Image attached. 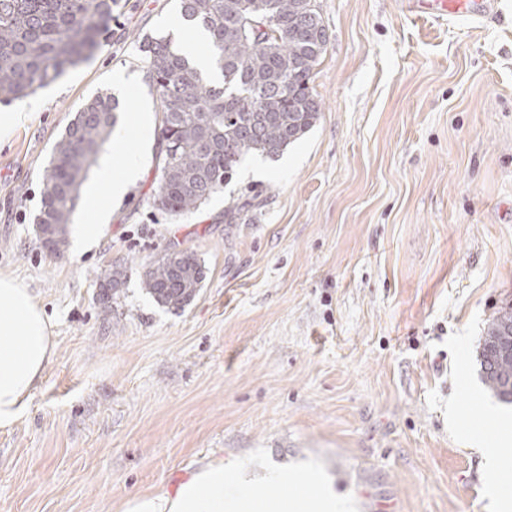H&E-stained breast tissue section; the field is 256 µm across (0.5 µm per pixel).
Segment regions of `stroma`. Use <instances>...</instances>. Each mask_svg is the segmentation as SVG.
Instances as JSON below:
<instances>
[{"label":"stroma","instance_id":"35a3bbf8","mask_svg":"<svg viewBox=\"0 0 512 512\" xmlns=\"http://www.w3.org/2000/svg\"><path fill=\"white\" fill-rule=\"evenodd\" d=\"M330 42L316 125L173 217L152 205L157 139L89 254L40 244L41 174L75 113L119 101V128L160 102L139 35L177 0H118L93 56L1 112L0 274L54 324L56 355L22 418L0 428V512H124L202 466L259 480L313 469L355 512H495L501 472L448 424L512 405L482 380L485 331L512 304V0L476 23L404 0H315ZM250 220L224 221L246 199ZM205 268L197 297L157 305L143 275L172 250ZM125 273L111 307L98 298Z\"/></svg>","mask_w":512,"mask_h":512}]
</instances>
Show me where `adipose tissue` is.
<instances>
[{
	"instance_id": "ef3b65f1",
	"label": "adipose tissue",
	"mask_w": 512,
	"mask_h": 512,
	"mask_svg": "<svg viewBox=\"0 0 512 512\" xmlns=\"http://www.w3.org/2000/svg\"><path fill=\"white\" fill-rule=\"evenodd\" d=\"M149 118L139 114L133 131L118 132L112 153L106 154L87 185L85 208L95 214L92 224L69 227L73 250L87 251L97 245L108 227V215L100 203L101 191L121 200L139 173L138 155L129 147L131 133L146 134ZM122 157L121 175H113L114 157ZM56 352L52 324L36 297L15 278L0 276V428L11 427L21 417L34 390L41 382ZM303 489L297 500H271L259 488L245 491L240 504L243 512H348L346 505L321 497L312 475L296 476ZM230 492L224 483L223 464L203 467L176 497L162 494L138 502L130 512H224Z\"/></svg>"
}]
</instances>
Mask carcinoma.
Instances as JSON below:
<instances>
[{"mask_svg": "<svg viewBox=\"0 0 512 512\" xmlns=\"http://www.w3.org/2000/svg\"><path fill=\"white\" fill-rule=\"evenodd\" d=\"M116 0H0V101L23 99L92 56ZM181 18L204 29L221 80L196 68L168 37L143 35L138 49L160 101L158 169L152 204L181 216L224 189L252 153L275 157L310 131L321 102L310 83L325 53V25L306 22V0H180ZM116 103L99 95L83 105L52 148L42 172L35 224H52L49 251L65 245L80 188L117 121ZM150 263L144 288L182 309L198 295L205 271L195 255ZM123 272L101 284L103 302L119 296ZM484 383L512 404V305L489 324L479 351Z\"/></svg>", "mask_w": 512, "mask_h": 512, "instance_id": "1", "label": "carcinoma"}]
</instances>
